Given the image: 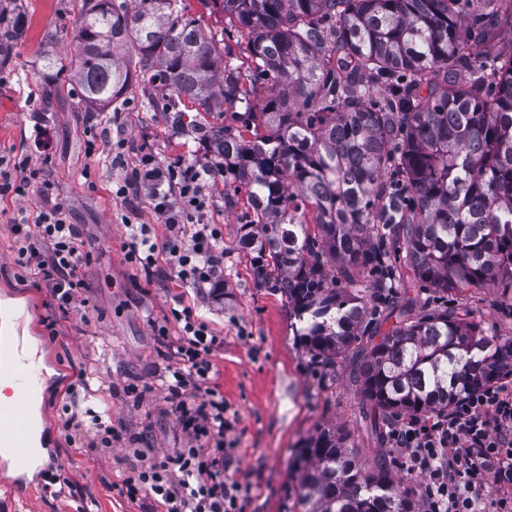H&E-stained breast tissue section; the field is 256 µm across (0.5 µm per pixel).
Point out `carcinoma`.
<instances>
[{
  "mask_svg": "<svg viewBox=\"0 0 512 512\" xmlns=\"http://www.w3.org/2000/svg\"><path fill=\"white\" fill-rule=\"evenodd\" d=\"M148 2L85 0L73 53L46 68L70 71L92 112L134 78L208 113L243 105L234 120L250 137L223 125L203 140L246 196L255 280L285 297L313 361L329 369L368 337L356 379L380 424L446 411L512 368V338L461 311H403L383 332L365 297L339 287L361 265L380 272L383 303L402 270L440 292L512 288V53L495 34L512 0L469 14L465 0H212L248 33V87L183 0ZM388 232L397 267L380 247ZM293 469L302 512H415L387 457L362 459L341 427H320Z\"/></svg>",
  "mask_w": 512,
  "mask_h": 512,
  "instance_id": "carcinoma-1",
  "label": "carcinoma"
}]
</instances>
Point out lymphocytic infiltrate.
<instances>
[{
    "label": "lymphocytic infiltrate",
    "mask_w": 512,
    "mask_h": 512,
    "mask_svg": "<svg viewBox=\"0 0 512 512\" xmlns=\"http://www.w3.org/2000/svg\"><path fill=\"white\" fill-rule=\"evenodd\" d=\"M203 174L190 167L174 173L143 158L117 190L118 196L146 195L168 226L157 242L149 225L126 227L125 255L145 277L159 258L182 282L196 288L218 286L224 270V239L208 224L196 225L184 238L185 214L206 206ZM15 263L22 275L41 279L55 293L60 309H70L85 282L78 270L83 259L82 231L62 207L29 216L19 212L12 224ZM178 365L164 378L166 399L179 415L192 443L176 455L144 464L140 452L127 458L124 480L130 498L160 500L167 512H242L247 488L224 467V397L207 384L208 352L216 344L205 323L183 312ZM390 448L407 473L424 477L426 512H512V383L492 382L466 392L447 411L400 418L387 435ZM503 484L500 492L490 483Z\"/></svg>",
    "instance_id": "1"
}]
</instances>
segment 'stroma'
<instances>
[{
  "mask_svg": "<svg viewBox=\"0 0 512 512\" xmlns=\"http://www.w3.org/2000/svg\"><path fill=\"white\" fill-rule=\"evenodd\" d=\"M186 3L203 26L223 32L229 64L250 80L246 33L221 28L203 0ZM82 10L83 0H0V18L20 29L8 64L0 65V180L22 186L0 197V301L17 299L18 322L52 371L39 408L49 460L30 478L6 476L0 465V512H151L148 499L120 491L129 474L125 456L134 436L150 456L190 444L162 386L172 365L164 348L180 344L183 324L175 314L187 307L220 338L209 378L232 422L227 473L250 488L243 512H295L291 466L320 425L345 428L364 459L388 449L350 377L356 351L348 349L330 371L314 364L293 334L284 297L253 277L251 256L240 245L245 197L227 202L223 171L206 177L207 206L185 222L189 232L198 223L221 230L223 292L184 285L166 267L148 279L126 262L125 221L152 225L161 241L168 230L149 199L117 196L124 176L145 155L177 170L207 167L197 130L224 118L185 101L170 105L168 94L137 80L103 112L89 114L70 73L45 68L46 58L73 52ZM121 139L126 148H118ZM55 203L80 225L88 255L79 270L87 286L66 311L50 288L22 278L14 263L13 217ZM404 279L397 303L412 314L461 306L477 324L512 336V290L441 294L413 273ZM75 411L81 428L65 429ZM105 411L120 435L108 454L92 421Z\"/></svg>",
  "mask_w": 512,
  "mask_h": 512,
  "instance_id": "35a3bbf8",
  "label": "stroma"
}]
</instances>
